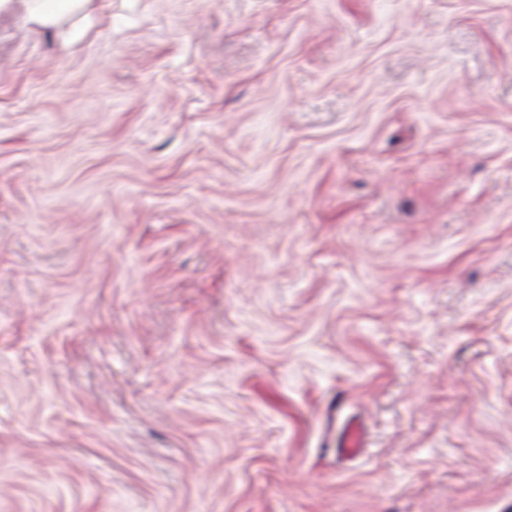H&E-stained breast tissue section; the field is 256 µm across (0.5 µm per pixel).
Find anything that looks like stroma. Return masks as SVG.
<instances>
[{
    "mask_svg": "<svg viewBox=\"0 0 512 512\" xmlns=\"http://www.w3.org/2000/svg\"><path fill=\"white\" fill-rule=\"evenodd\" d=\"M0 512H512V0L1 10ZM28 19L36 27H47L65 14L82 9L88 0H27Z\"/></svg>",
    "mask_w": 512,
    "mask_h": 512,
    "instance_id": "35a3bbf8",
    "label": "stroma"
}]
</instances>
